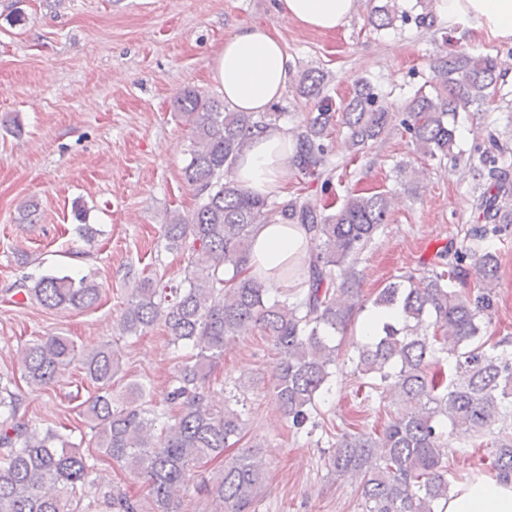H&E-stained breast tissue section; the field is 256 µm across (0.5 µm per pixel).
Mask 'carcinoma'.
I'll return each instance as SVG.
<instances>
[{
	"label": "carcinoma",
	"instance_id": "obj_1",
	"mask_svg": "<svg viewBox=\"0 0 512 512\" xmlns=\"http://www.w3.org/2000/svg\"><path fill=\"white\" fill-rule=\"evenodd\" d=\"M396 0L374 7L371 25L389 27L397 18ZM503 76L499 55L448 53L433 64L431 91L419 90L399 121L423 159H456L460 105H482L495 96ZM323 78L306 74L303 97L320 93ZM190 131L184 177L202 202L188 219L177 213L161 225L164 248L189 251L184 281L144 277L119 320L122 336H140L164 324L176 363L167 380L168 410L153 408L142 382L125 380L117 351L103 344L80 355L67 336H43L20 352L23 377L31 390L45 387L69 366H80L95 388L84 415L90 436L72 441L65 425L45 428L17 419L23 402L13 377L0 375V512H141L137 495L96 474V498L85 502L95 453L117 463L129 478L142 479L153 512H185L180 495L184 468L191 463L223 462L200 491L214 512H257L265 483L258 449L224 459V451L244 436L246 419L236 394L217 405L212 376L230 340L256 330L270 341L278 360L270 391L290 428L300 433L312 424L316 399L332 392V366L357 316L372 309L400 320H385L376 336L356 346L354 372L367 380L379 404L400 405L382 429L345 433L328 457L338 476H351L363 512H439L448 500V431L486 441L497 476L512 474V436L494 433L504 410H512V354L505 340L487 331L495 304L497 253L467 246L453 258L432 265L424 281L401 274L368 300L355 265L388 222L394 198L386 192L351 191L331 212L299 193L280 200L250 194L233 178V166L250 140L277 126V112H234L196 90L177 100ZM396 115L378 104L370 83L356 81L341 115L327 107L309 113L294 131L292 170L332 184L328 168L330 130L342 123L348 147L357 156L394 127ZM479 153L476 208L483 223L472 239L498 238L512 224V166L507 148L492 135L475 147ZM282 221L307 226L308 260L300 287L277 285L248 274L250 242L256 225ZM475 257L479 288H466L462 263ZM25 298L48 309H87L101 297L92 277L75 278L60 270L28 276ZM281 298L269 300L271 293ZM189 349L192 354L182 355Z\"/></svg>",
	"mask_w": 512,
	"mask_h": 512
}]
</instances>
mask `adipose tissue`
Listing matches in <instances>:
<instances>
[{
    "mask_svg": "<svg viewBox=\"0 0 512 512\" xmlns=\"http://www.w3.org/2000/svg\"><path fill=\"white\" fill-rule=\"evenodd\" d=\"M358 0H278L279 16L309 29L331 33L353 14ZM437 16L448 24L476 22L493 37L512 39V0H435ZM293 77L283 41L267 26L251 24L224 39L211 65V79L224 104L237 112H264L279 100ZM295 140L285 128L256 136L234 170L236 181L258 195L280 191L292 169ZM308 232L298 224L273 222L256 227L251 273L272 276L280 266H302ZM443 512H512V477L477 476L450 488Z\"/></svg>",
    "mask_w": 512,
    "mask_h": 512,
    "instance_id": "ef3b65f1",
    "label": "adipose tissue"
}]
</instances>
